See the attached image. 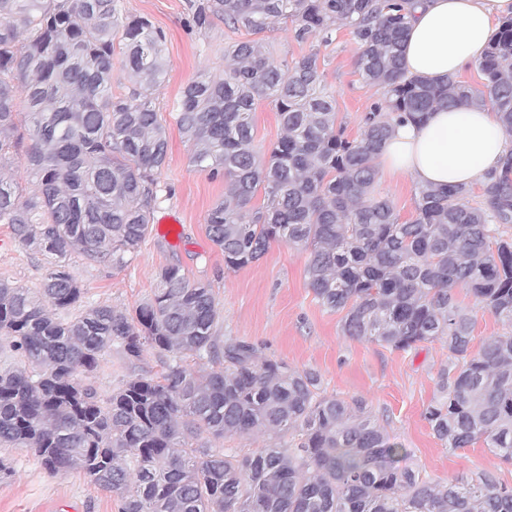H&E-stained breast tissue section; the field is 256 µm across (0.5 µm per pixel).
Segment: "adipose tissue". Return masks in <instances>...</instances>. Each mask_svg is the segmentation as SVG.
<instances>
[{
    "label": "adipose tissue",
    "instance_id": "obj_1",
    "mask_svg": "<svg viewBox=\"0 0 512 512\" xmlns=\"http://www.w3.org/2000/svg\"><path fill=\"white\" fill-rule=\"evenodd\" d=\"M512 0H419L409 21L404 65L409 74L440 80L483 58ZM512 153L490 107L438 108L424 123L398 124L385 142L380 165L422 185L472 186L487 181Z\"/></svg>",
    "mask_w": 512,
    "mask_h": 512
}]
</instances>
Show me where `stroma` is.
Returning a JSON list of instances; mask_svg holds the SVG:
<instances>
[{"label": "stroma", "mask_w": 512, "mask_h": 512, "mask_svg": "<svg viewBox=\"0 0 512 512\" xmlns=\"http://www.w3.org/2000/svg\"><path fill=\"white\" fill-rule=\"evenodd\" d=\"M119 8L128 16L147 17L167 35L169 67L155 105L167 128L169 149L159 176L161 192L151 232L138 254L122 267L71 258L70 271L85 291V304L134 312L159 288L161 269L180 266L190 280L211 285L222 314L221 335L252 343L262 355L290 367L316 370L326 394L364 399L374 419L407 449L410 463L431 480L450 482L489 471L512 484V466L502 464L483 443L448 450L423 417L436 394L437 372L448 363L443 343L401 352L343 336L341 313L324 309L306 284L305 253L287 243H272L258 262L245 268L225 269L224 256L205 228L208 211L224 196V181L192 166L173 107L189 82L224 70L225 47L249 34L231 32L217 19L202 31L189 28L185 0H120ZM261 39L278 62L317 53L324 83L336 101L337 124L349 138L360 136L362 119L381 92L361 81L356 69L359 46L347 27H337L328 43L300 41L294 24L281 21ZM415 188L409 178L386 171L380 172L376 185L404 221L416 215ZM1 239L6 245L0 247V280L38 287L48 273V258L22 246L10 225L0 224ZM164 369L165 360L156 351L131 360L115 346L101 361L92 384L105 397L126 379L156 376ZM0 457L12 468L11 474L0 476V512L120 510L119 497L95 486L82 471L51 475L24 448L1 449Z\"/></svg>", "instance_id": "1"}]
</instances>
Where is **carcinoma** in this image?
<instances>
[{"instance_id": "1", "label": "carcinoma", "mask_w": 512, "mask_h": 512, "mask_svg": "<svg viewBox=\"0 0 512 512\" xmlns=\"http://www.w3.org/2000/svg\"><path fill=\"white\" fill-rule=\"evenodd\" d=\"M119 0H0V223L55 259L40 287L0 280V341L20 357L0 372V447L29 448L53 476L82 471L121 495V512H512V485L488 472L450 483L403 463L407 449L363 399L321 390L314 369H294L255 345L218 334L209 286L177 265L130 316L83 305L73 255L122 266L137 255L158 201L168 153L153 104L168 63L166 34L125 17ZM414 0H188L190 26L215 19L258 35L281 20L300 41L329 40L342 25L359 45L361 79L382 89L359 137L336 124L315 52L293 65L259 40L225 50L231 67L182 91L176 124L190 162L224 178L206 232L230 271L271 243L307 253V285L324 308L345 312L343 335L408 352L436 340L453 361L424 412L450 450L483 441L512 465V155L491 177L486 202L471 189L417 187V215L400 221L375 191V164L396 122L436 107L489 106L512 136V19L479 60L475 89L454 76L406 74L403 47ZM132 86L112 94L115 54ZM31 115L20 190L16 100ZM274 103L284 135L269 155L254 147L251 112ZM264 190L260 206L252 205ZM467 289L507 324L470 351L475 320L456 300ZM130 359L166 358L101 399L88 379L112 344ZM192 359L198 368L186 365ZM266 433L256 452L210 439Z\"/></svg>"}]
</instances>
